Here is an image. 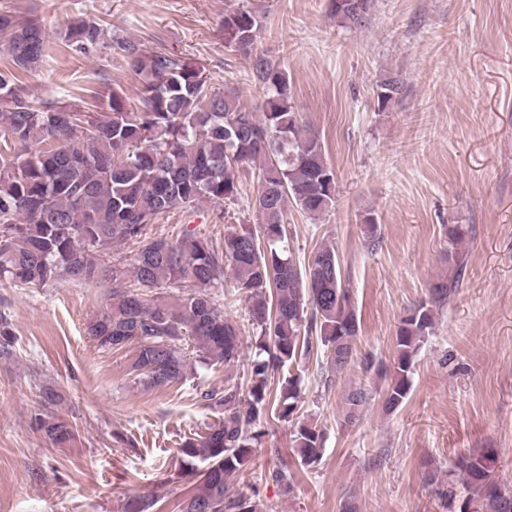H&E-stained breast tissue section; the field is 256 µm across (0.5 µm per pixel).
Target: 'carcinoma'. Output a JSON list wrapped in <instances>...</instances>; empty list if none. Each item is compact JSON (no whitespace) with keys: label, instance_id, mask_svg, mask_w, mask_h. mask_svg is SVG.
Returning a JSON list of instances; mask_svg holds the SVG:
<instances>
[{"label":"carcinoma","instance_id":"1","mask_svg":"<svg viewBox=\"0 0 512 512\" xmlns=\"http://www.w3.org/2000/svg\"><path fill=\"white\" fill-rule=\"evenodd\" d=\"M372 8L373 0H332L331 16L344 27L363 29ZM224 31L228 42L253 49L259 32L255 11L242 7L225 15ZM99 36V25L81 19L66 27L64 40L85 51ZM0 41L14 64V70L0 72V279L43 288L69 278L107 289L110 306L88 333L103 350L134 346L131 370L139 384L154 388L182 381L195 364L229 366L239 360L240 331L215 297L224 287V269L231 267L257 331L247 393L236 384L222 392H197L224 419L179 443V474L193 484L178 507L260 512L255 498L236 490L230 478L246 472L264 426L273 420L293 422L292 451L300 466L320 461L323 430L294 420L301 399L294 369L315 340L333 368L353 367L360 331L336 248L317 247L303 267L289 254L288 204L314 218L324 215L336 202L337 177L323 143L305 129L290 100L288 74L254 57L265 89L258 113L237 95L210 89L195 65L125 42L119 48L141 76L140 106L110 90L97 96L107 104L105 111H83L35 105L15 88V72L34 69L48 53L49 34L39 20L1 10ZM401 90L399 79L383 81L378 109H386ZM17 143L25 153L8 154ZM255 162L259 180L252 206L258 227L245 224L219 242L187 227L174 238L154 235L159 218L173 209L192 212L203 202L237 201L241 173ZM464 237L462 226H448L454 249L448 274L399 320L391 368L366 355L360 361L366 373L390 375L383 389L387 412L409 395L417 353L433 333L439 309L460 286ZM112 243L137 247L131 266L102 259L101 248ZM185 339L194 344L192 360ZM372 395L363 385L346 394V426L357 424ZM35 425L55 443L73 437L72 425L59 417L38 413ZM494 463L490 448L460 456L448 469V504L459 502L458 512H512V484L499 478ZM269 476L283 492L292 490L288 466ZM156 505L155 499L132 496L122 512H152Z\"/></svg>","mask_w":512,"mask_h":512}]
</instances>
